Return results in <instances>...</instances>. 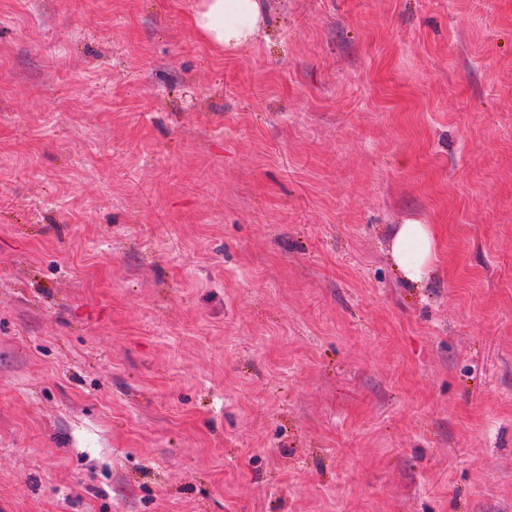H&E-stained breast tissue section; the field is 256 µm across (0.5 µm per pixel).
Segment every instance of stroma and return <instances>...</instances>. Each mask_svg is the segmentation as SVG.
<instances>
[{
  "label": "stroma",
  "mask_w": 512,
  "mask_h": 512,
  "mask_svg": "<svg viewBox=\"0 0 512 512\" xmlns=\"http://www.w3.org/2000/svg\"><path fill=\"white\" fill-rule=\"evenodd\" d=\"M198 2L0 0V512H512V0ZM262 24L261 0H201L192 18L206 41L234 51L249 46ZM436 235L429 224H400L391 240L393 258L405 279L419 283L427 276L435 255Z\"/></svg>",
  "instance_id": "1"
}]
</instances>
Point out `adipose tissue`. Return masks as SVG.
I'll return each mask as SVG.
<instances>
[{
    "label": "adipose tissue",
    "mask_w": 512,
    "mask_h": 512,
    "mask_svg": "<svg viewBox=\"0 0 512 512\" xmlns=\"http://www.w3.org/2000/svg\"><path fill=\"white\" fill-rule=\"evenodd\" d=\"M263 24L262 0H200L194 29L210 44L238 50L249 46ZM436 235L429 224L399 225L391 252L405 279L418 283L427 276L435 255Z\"/></svg>",
    "instance_id": "1"
}]
</instances>
